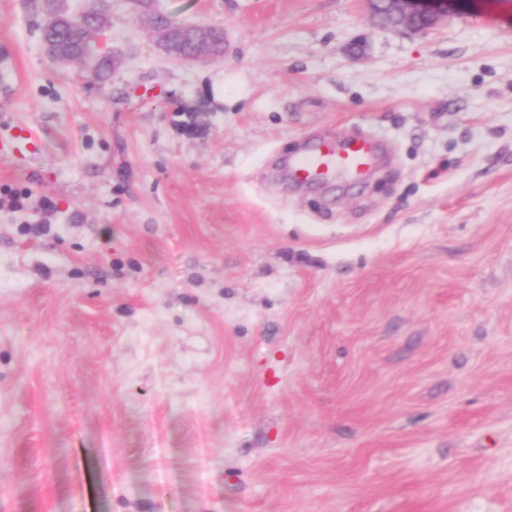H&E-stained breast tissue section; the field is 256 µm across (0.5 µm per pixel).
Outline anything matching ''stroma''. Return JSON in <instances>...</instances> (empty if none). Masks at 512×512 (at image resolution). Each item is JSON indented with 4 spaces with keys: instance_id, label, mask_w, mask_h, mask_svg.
<instances>
[{
    "instance_id": "obj_1",
    "label": "stroma",
    "mask_w": 512,
    "mask_h": 512,
    "mask_svg": "<svg viewBox=\"0 0 512 512\" xmlns=\"http://www.w3.org/2000/svg\"><path fill=\"white\" fill-rule=\"evenodd\" d=\"M0 0V512H512V0ZM385 150L298 183L316 140ZM380 22L394 30L425 31L448 19L468 0H368ZM72 19L78 23L79 29L71 26L65 15L57 12L53 17L45 18L41 25L42 37H48L50 40L62 45L63 47L80 50L82 46V32L86 44V52L79 56L63 57L59 55L50 44L44 42L48 53L57 61L63 64H80L83 66L94 67L95 62L101 59L96 67L97 77L106 80L109 78L112 68H114V55L109 45L104 24H89L85 14L82 12ZM112 56V59L110 58ZM108 57V58H104ZM168 52L170 54L167 55L183 62H193L201 59H216L220 57L213 54L209 44L203 36L197 39V42L192 49L181 51L171 48Z\"/></svg>"
}]
</instances>
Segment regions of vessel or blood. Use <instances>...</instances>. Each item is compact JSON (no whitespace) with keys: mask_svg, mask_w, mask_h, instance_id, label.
<instances>
[{"mask_svg":"<svg viewBox=\"0 0 512 512\" xmlns=\"http://www.w3.org/2000/svg\"><path fill=\"white\" fill-rule=\"evenodd\" d=\"M379 152L377 144L361 138L317 141L289 159L288 171L299 181L326 180L339 175L356 180L370 172Z\"/></svg>","mask_w":512,"mask_h":512,"instance_id":"vessel-or-blood-1","label":"vessel or blood"}]
</instances>
